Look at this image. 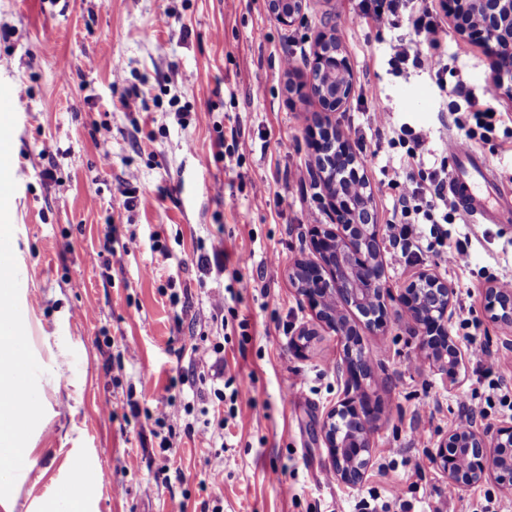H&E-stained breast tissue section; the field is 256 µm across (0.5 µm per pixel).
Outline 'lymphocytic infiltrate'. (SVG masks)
<instances>
[{
    "label": "lymphocytic infiltrate",
    "instance_id": "lymphocytic-infiltrate-1",
    "mask_svg": "<svg viewBox=\"0 0 512 512\" xmlns=\"http://www.w3.org/2000/svg\"><path fill=\"white\" fill-rule=\"evenodd\" d=\"M359 18H373L381 26H394L399 16H407L411 22L412 34L399 35L391 47L388 64L394 74H402L408 68H416L433 75L437 83H444L450 69L440 51L442 24L428 5V0H359ZM468 107L465 117L456 118L459 130L457 143L469 146L479 132L493 131L498 122L492 104L496 99V87L485 82L480 93L460 91ZM377 131V152L390 153L391 150L405 148V156L399 157L400 170L425 168L421 181L406 179L398 197L396 212L398 217L389 225L388 243L391 248L389 258L392 263L407 262L420 258L423 253L424 237L447 242V250L439 258L444 265L464 267L469 263L467 241L458 239L448 242L449 224L455 223L458 209L448 196V171L442 166H426L425 157L429 153L432 135L429 131L415 129L410 124H394L387 110L375 114ZM428 225V234H421L420 225Z\"/></svg>",
    "mask_w": 512,
    "mask_h": 512
}]
</instances>
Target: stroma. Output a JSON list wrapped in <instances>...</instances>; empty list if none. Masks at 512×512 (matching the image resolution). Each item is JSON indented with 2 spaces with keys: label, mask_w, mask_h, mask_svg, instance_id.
<instances>
[{
  "label": "stroma",
  "mask_w": 512,
  "mask_h": 512,
  "mask_svg": "<svg viewBox=\"0 0 512 512\" xmlns=\"http://www.w3.org/2000/svg\"><path fill=\"white\" fill-rule=\"evenodd\" d=\"M356 10L355 0H308L305 21L288 27L267 0H0V87L26 90L0 153L13 182L0 194V225L12 227L16 304L46 339L42 360L61 365L20 505L43 495L78 448L89 470L112 475L89 484L92 512H203L208 503L221 512H359L361 499L386 498L393 486L405 512H474L487 493L512 512V490L494 478L452 492L432 461L461 394L486 411L478 429L512 422L495 377L470 358L483 348L512 370L503 343L512 329L484 308L486 288L512 276V223L449 225L469 239L465 270L430 253L386 266L395 291L422 269L454 288L448 332L463 354L455 377L418 353L407 315L391 314L381 331L350 312L375 368L364 387L377 413L372 462L357 487L330 470L321 425L344 396L343 347L290 279L313 257L311 225L328 221L306 136L320 106L289 88L308 82L316 37L335 31L356 93L332 120L384 225L398 190L384 157L372 155L374 110L431 131L436 151L456 133V82L477 93L491 71L484 48L446 18L442 49L459 77L441 86L421 70L389 74L397 30L359 21ZM494 107L504 122L473 148L512 192V97L499 94ZM132 234L139 245L128 252ZM243 255L249 266L239 265ZM237 282L239 296H225ZM462 317L469 331L459 330ZM305 327L316 336L301 353L292 341ZM196 344L221 346L223 376L195 360ZM239 384L247 392L237 402L213 394ZM170 398L181 419L156 427L145 412Z\"/></svg>",
  "instance_id": "35a3bbf8"
}]
</instances>
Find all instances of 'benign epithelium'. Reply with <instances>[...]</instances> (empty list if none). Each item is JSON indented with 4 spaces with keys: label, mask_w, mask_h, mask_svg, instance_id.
Returning <instances> with one entry per match:
<instances>
[{
    "label": "benign epithelium",
    "mask_w": 512,
    "mask_h": 512,
    "mask_svg": "<svg viewBox=\"0 0 512 512\" xmlns=\"http://www.w3.org/2000/svg\"><path fill=\"white\" fill-rule=\"evenodd\" d=\"M307 0H268L277 20L288 27L305 19ZM448 17L458 35L484 45L492 59L491 77L497 89L512 79V0H446ZM336 81L321 86L317 115L318 132L312 134L313 173L323 182V205L330 222L312 227L310 246L319 261L303 262L292 275L318 320L341 336H354L356 329L339 323L324 309V300L337 293L348 307L355 308L369 326L383 330L388 325L387 300L397 299L410 319L418 349L453 377L460 351L448 334V320L454 305V291L437 275L419 272L391 295L383 261L381 225L367 194L368 183L361 173L357 154L331 115L344 108L355 87L352 70L342 41L336 34L317 39L310 68V86L327 73ZM485 309L490 319L512 326V291L492 285L486 289ZM345 394L327 413L323 435L334 475L356 487L363 481L371 462L370 433L373 411L360 403L364 381L373 374L367 356L346 362ZM433 463L448 476V483L465 487L492 476L512 489V423L482 432L474 428L454 429L439 443Z\"/></svg>",
    "instance_id": "7a95c632"
}]
</instances>
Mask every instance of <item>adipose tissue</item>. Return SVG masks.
<instances>
[{
    "label": "adipose tissue",
    "instance_id": "ef3b65f1",
    "mask_svg": "<svg viewBox=\"0 0 512 512\" xmlns=\"http://www.w3.org/2000/svg\"><path fill=\"white\" fill-rule=\"evenodd\" d=\"M19 323L14 289L0 287V512H16L27 466L39 453L32 433L44 391L59 381L58 373L34 370L36 342L15 335ZM17 457L26 460V468L10 467Z\"/></svg>",
    "mask_w": 512,
    "mask_h": 512
}]
</instances>
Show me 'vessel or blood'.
<instances>
[{
	"instance_id": "1",
	"label": "vessel or blood",
	"mask_w": 512,
	"mask_h": 512,
	"mask_svg": "<svg viewBox=\"0 0 512 512\" xmlns=\"http://www.w3.org/2000/svg\"><path fill=\"white\" fill-rule=\"evenodd\" d=\"M457 160L448 177V195L459 211L477 224L512 222V194L501 192L499 175L474 150L455 147Z\"/></svg>"
}]
</instances>
